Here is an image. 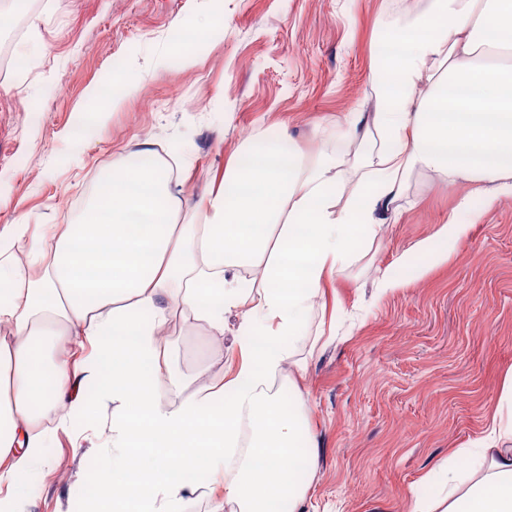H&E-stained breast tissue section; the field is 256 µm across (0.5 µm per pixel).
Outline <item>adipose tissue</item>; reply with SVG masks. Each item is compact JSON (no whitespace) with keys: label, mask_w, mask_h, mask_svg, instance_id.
Returning <instances> with one entry per match:
<instances>
[{"label":"adipose tissue","mask_w":512,"mask_h":512,"mask_svg":"<svg viewBox=\"0 0 512 512\" xmlns=\"http://www.w3.org/2000/svg\"><path fill=\"white\" fill-rule=\"evenodd\" d=\"M372 89L375 112L337 118L339 150L308 158L283 135L244 147L203 221H180L184 192L147 145L152 164L113 167L62 232L32 237L20 219L0 229V323L11 327L0 338V512L27 493L49 440L41 423L107 409L114 454L89 512H186L203 487L215 512H307L293 466L317 456L305 402L270 383L312 300L392 221L415 172L512 191V0H430L382 32ZM467 231L440 225L399 255L379 292L447 261ZM246 269L259 271L258 289L245 287ZM172 299L219 332L241 310L249 336L223 397L203 387L168 402L159 333ZM75 342L96 363L68 355ZM499 403L486 435L449 454L444 492L409 498L406 512H512V373ZM244 422L251 452L234 470Z\"/></svg>","instance_id":"adipose-tissue-1"}]
</instances>
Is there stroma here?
I'll return each instance as SVG.
<instances>
[{"mask_svg":"<svg viewBox=\"0 0 512 512\" xmlns=\"http://www.w3.org/2000/svg\"><path fill=\"white\" fill-rule=\"evenodd\" d=\"M430 0H27L0 30V228L24 219L33 234L68 224L98 179L151 141L175 159L203 208L238 146L287 132L305 155L336 147V117L375 109L374 46ZM219 11L221 29L185 64L175 29ZM130 87L120 110L76 130L86 95ZM471 208L456 212L459 198ZM370 250L327 284L278 381L297 384L317 443L309 512H403L412 493L437 497L449 453L481 437L512 370V194L492 203L466 183L415 173ZM468 225L448 260L379 293L380 274L449 217ZM241 315L223 336L174 315L162 331L167 397L196 390L198 365L218 387L236 368ZM224 358L212 362L214 345ZM112 416L56 428L30 472L19 512H81L102 485Z\"/></svg>","mask_w":512,"mask_h":512,"instance_id":"35a3bbf8","label":"stroma"}]
</instances>
